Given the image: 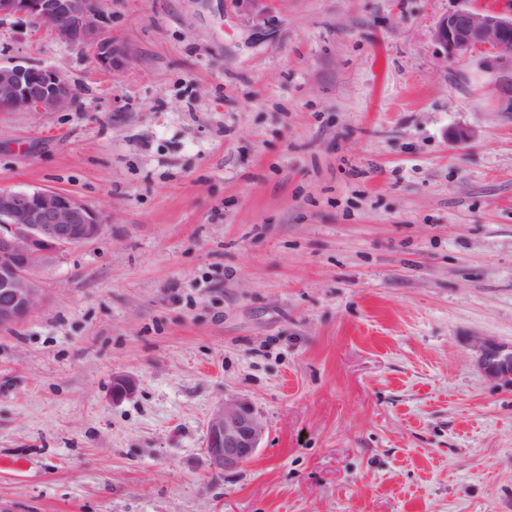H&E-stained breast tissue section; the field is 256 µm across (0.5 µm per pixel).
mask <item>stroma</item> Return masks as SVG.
<instances>
[{"instance_id": "35a3bbf8", "label": "stroma", "mask_w": 512, "mask_h": 512, "mask_svg": "<svg viewBox=\"0 0 512 512\" xmlns=\"http://www.w3.org/2000/svg\"><path fill=\"white\" fill-rule=\"evenodd\" d=\"M97 2L122 70L0 18L78 95L0 112V189L104 221L0 330V512H512V112L432 38L512 0ZM230 395L265 435L220 474ZM481 361L484 371L493 378L512 381V350L483 341ZM265 425L250 403L240 397L224 398L207 424L206 454L213 470H239L260 448Z\"/></svg>"}]
</instances>
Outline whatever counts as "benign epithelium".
Instances as JSON below:
<instances>
[{"label": "benign epithelium", "instance_id": "7a95c632", "mask_svg": "<svg viewBox=\"0 0 512 512\" xmlns=\"http://www.w3.org/2000/svg\"><path fill=\"white\" fill-rule=\"evenodd\" d=\"M47 26L69 47L89 50L106 70L125 66L124 45L105 34L96 0H0V18ZM433 39L449 61L482 55L501 98L512 102V15L457 10L441 18ZM77 90L57 69L29 62L0 64V112H59L75 103ZM103 225L77 196L55 190H0V327L23 322L44 302L38 274L66 248L96 241ZM484 371L512 381V350L482 342ZM265 425L250 403L229 396L207 424L206 454L213 470H239L260 448Z\"/></svg>", "mask_w": 512, "mask_h": 512}]
</instances>
